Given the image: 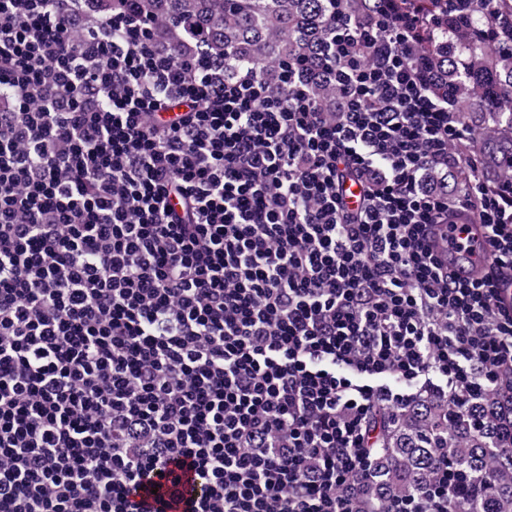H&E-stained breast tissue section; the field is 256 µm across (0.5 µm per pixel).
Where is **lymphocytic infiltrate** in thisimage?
Masks as SVG:
<instances>
[{"label":"lymphocytic infiltrate","instance_id":"obj_1","mask_svg":"<svg viewBox=\"0 0 512 512\" xmlns=\"http://www.w3.org/2000/svg\"><path fill=\"white\" fill-rule=\"evenodd\" d=\"M82 2L0 0V512H137L186 462L190 512H353L372 413L419 392L497 399L511 448L512 183L430 186L476 165L415 36L447 10L337 9L327 112L293 66L229 77ZM496 2L451 0L511 52ZM467 214L483 278L436 239ZM434 465L398 512H452ZM464 224H448V238L451 234L456 235L457 237H470L477 244V249L482 254L486 251H490L491 247L488 239L485 236L483 227L481 224L477 223V219L474 215H467L465 219H463ZM464 227L466 232L461 233L460 228Z\"/></svg>","mask_w":512,"mask_h":512}]
</instances>
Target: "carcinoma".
Here are the masks:
<instances>
[{"label": "carcinoma", "instance_id": "cac0c4a2", "mask_svg": "<svg viewBox=\"0 0 512 512\" xmlns=\"http://www.w3.org/2000/svg\"><path fill=\"white\" fill-rule=\"evenodd\" d=\"M334 0H132L154 22L160 38L192 46L189 35L205 39L210 53L219 57L226 48L236 59L224 66L227 74L241 68H266V64L299 61L306 65L311 92L330 107L339 97L324 69L326 32ZM457 43L460 53L435 50V91L451 93L466 112H493L494 124L473 127L477 141L485 142L478 153L479 171L492 182L512 177L504 158L512 157V53L482 46L474 53ZM373 425L379 434L372 449L373 466L380 477L364 488L359 512H388L394 502L420 493L433 477L436 452L448 456L453 473L490 475L480 495L481 512H512V449L497 446L491 429L476 430L475 420L461 415L448 402L434 396L419 397L398 415L379 410Z\"/></svg>", "mask_w": 512, "mask_h": 512}]
</instances>
